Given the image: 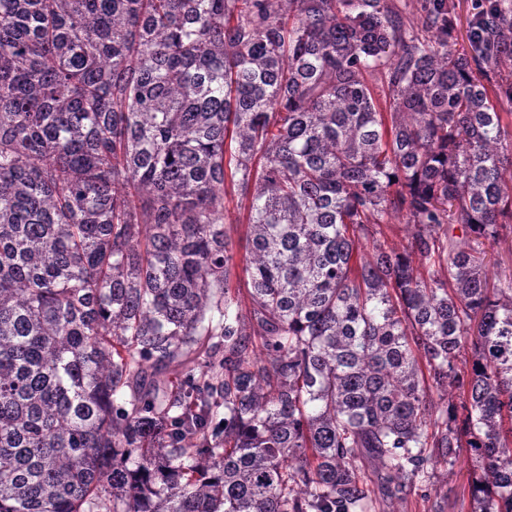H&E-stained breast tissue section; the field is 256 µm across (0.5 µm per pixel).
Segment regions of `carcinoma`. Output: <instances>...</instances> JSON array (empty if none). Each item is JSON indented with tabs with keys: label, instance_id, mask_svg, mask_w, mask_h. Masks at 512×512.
I'll list each match as a JSON object with an SVG mask.
<instances>
[{
	"label": "carcinoma",
	"instance_id": "carcinoma-1",
	"mask_svg": "<svg viewBox=\"0 0 512 512\" xmlns=\"http://www.w3.org/2000/svg\"><path fill=\"white\" fill-rule=\"evenodd\" d=\"M448 18L0 0V512H512V0ZM453 11V42L455 48L470 52L469 35L473 20V0H452ZM245 233H246V226L245 224H239L237 228H234V231H232V244H233V252L235 256V261L238 265L236 268L237 274L239 276L240 281V287L243 289V295H244V302L248 304L247 300V294L245 292V288H247L245 284V276L242 271V258L245 254ZM467 448L460 452L453 468H440L436 472L434 483L427 485L423 496L412 495L405 502H395L394 509L400 512H431L433 504H443L445 512H470V486L477 476Z\"/></svg>",
	"mask_w": 512,
	"mask_h": 512
}]
</instances>
